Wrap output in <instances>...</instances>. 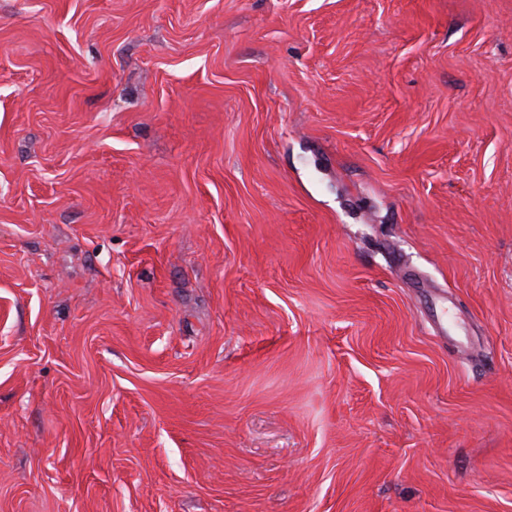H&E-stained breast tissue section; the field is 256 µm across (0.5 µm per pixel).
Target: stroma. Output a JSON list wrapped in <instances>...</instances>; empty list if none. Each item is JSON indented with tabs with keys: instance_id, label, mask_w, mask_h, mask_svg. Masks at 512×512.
I'll use <instances>...</instances> for the list:
<instances>
[{
	"instance_id": "obj_1",
	"label": "stroma",
	"mask_w": 512,
	"mask_h": 512,
	"mask_svg": "<svg viewBox=\"0 0 512 512\" xmlns=\"http://www.w3.org/2000/svg\"><path fill=\"white\" fill-rule=\"evenodd\" d=\"M0 512H512V0H0Z\"/></svg>"
}]
</instances>
